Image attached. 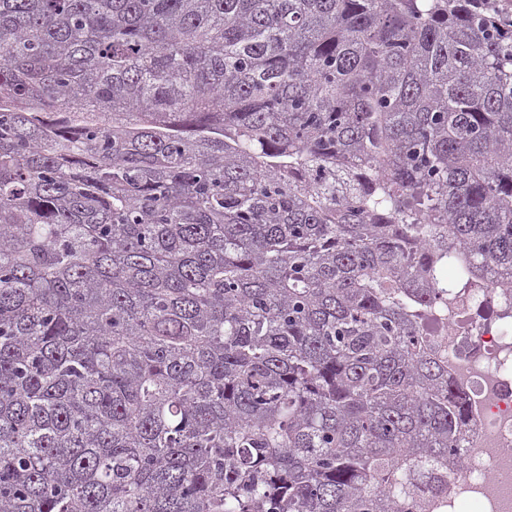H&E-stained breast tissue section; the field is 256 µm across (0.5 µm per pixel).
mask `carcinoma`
Segmentation results:
<instances>
[{
    "instance_id": "obj_1",
    "label": "carcinoma",
    "mask_w": 512,
    "mask_h": 512,
    "mask_svg": "<svg viewBox=\"0 0 512 512\" xmlns=\"http://www.w3.org/2000/svg\"><path fill=\"white\" fill-rule=\"evenodd\" d=\"M506 7L0 0V512H432Z\"/></svg>"
}]
</instances>
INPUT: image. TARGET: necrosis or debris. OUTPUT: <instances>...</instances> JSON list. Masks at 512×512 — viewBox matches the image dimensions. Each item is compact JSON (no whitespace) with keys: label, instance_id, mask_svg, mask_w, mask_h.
Masks as SVG:
<instances>
[{"label":"necrosis or debris","instance_id":"necrosis-or-debris-1","mask_svg":"<svg viewBox=\"0 0 512 512\" xmlns=\"http://www.w3.org/2000/svg\"><path fill=\"white\" fill-rule=\"evenodd\" d=\"M448 374L470 400L462 472H449L436 512H512V292L481 284L448 306Z\"/></svg>","mask_w":512,"mask_h":512}]
</instances>
